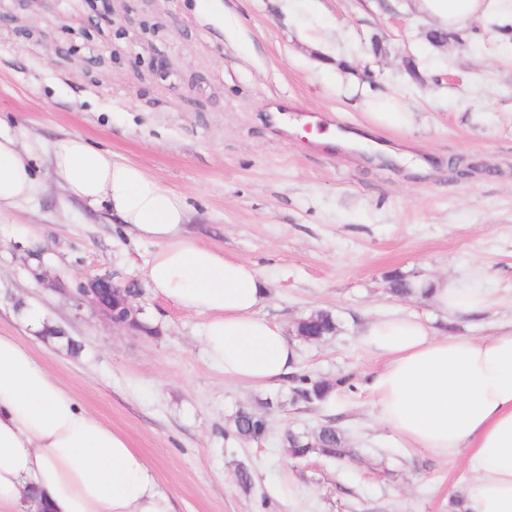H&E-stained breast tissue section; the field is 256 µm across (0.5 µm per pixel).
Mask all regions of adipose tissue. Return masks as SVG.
<instances>
[{"mask_svg":"<svg viewBox=\"0 0 512 512\" xmlns=\"http://www.w3.org/2000/svg\"><path fill=\"white\" fill-rule=\"evenodd\" d=\"M498 2L416 0V7L434 29L459 31ZM43 157L70 197L105 208L127 236L155 244L144 268L152 292L205 316V350L226 376L263 386L288 375L296 344L258 315L268 293L260 271L188 233L183 196L140 166L78 133L46 144L0 130V209L35 193L34 164ZM427 287L430 301L452 315L488 305L484 293L448 277ZM359 342L384 361L370 380L380 420L410 447L466 453L465 512H512V324L486 339L441 336L395 309L373 317ZM34 491L50 512H173L127 437L0 335V512H27Z\"/></svg>","mask_w":512,"mask_h":512,"instance_id":"adipose-tissue-1","label":"adipose tissue"}]
</instances>
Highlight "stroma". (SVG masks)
I'll return each mask as SVG.
<instances>
[{"mask_svg":"<svg viewBox=\"0 0 512 512\" xmlns=\"http://www.w3.org/2000/svg\"><path fill=\"white\" fill-rule=\"evenodd\" d=\"M0 0V128L53 141L76 132L183 195L205 245L252 263L269 290L259 316L284 329L331 311L335 336L299 342L294 375L346 384L324 403L290 400L291 377H226L202 317L155 296L156 246L70 199L48 164L29 201L0 211V335L28 346L82 406L127 436L175 512H457L464 455L405 447L378 418L381 358L364 321L405 308L437 332L487 338L512 320V0L434 45L414 0ZM169 71L156 76L157 63ZM409 120L379 125L372 100ZM347 126L355 144L314 138ZM440 275L486 292L460 320L392 294L389 278ZM110 275L158 337L115 327L70 288ZM64 290H57V283ZM82 345L78 356L19 317ZM267 415L259 442L232 430L238 408ZM333 420L354 457L288 456L285 429ZM252 476L236 479L238 466Z\"/></svg>","mask_w":512,"mask_h":512,"instance_id":"1","label":"stroma"}]
</instances>
